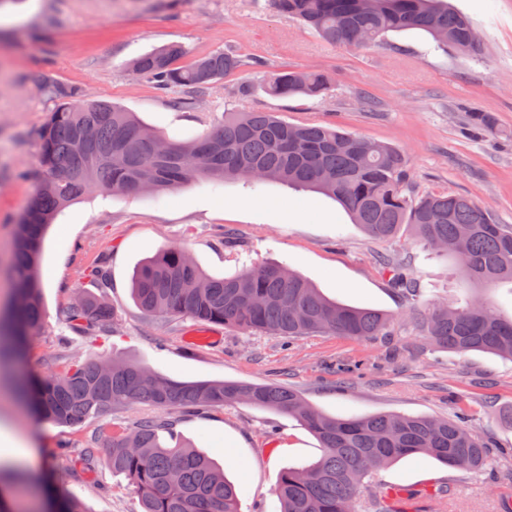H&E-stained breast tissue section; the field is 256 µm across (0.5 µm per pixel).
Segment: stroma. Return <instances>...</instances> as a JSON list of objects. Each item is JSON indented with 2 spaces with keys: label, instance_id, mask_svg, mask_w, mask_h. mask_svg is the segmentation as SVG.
Here are the masks:
<instances>
[{
  "label": "stroma",
  "instance_id": "stroma-1",
  "mask_svg": "<svg viewBox=\"0 0 512 512\" xmlns=\"http://www.w3.org/2000/svg\"><path fill=\"white\" fill-rule=\"evenodd\" d=\"M468 14L485 45L482 58L431 50L426 34H390L371 49L334 46L282 15L273 0H5L0 5V310L13 300L8 270L14 227L38 182V134L52 108L34 79L45 72L112 102L161 135L191 140L214 118L238 108L276 113L291 124H333L392 146L409 164L418 194L464 195L512 225V0H451ZM170 42L183 64L224 50L247 65L226 76L196 109L138 78L128 64ZM315 68L330 80L318 97H273L263 86L274 72ZM251 86L248 98L240 84ZM487 113L492 132L474 129ZM179 247L214 277L250 266L287 263L328 298L382 311L383 335L364 339L312 335L293 341L220 327L214 340L191 342L203 323L151 318L136 304L134 272L159 252ZM390 254L407 261L423 294L410 301L378 266ZM101 263L112 306V333L89 336L60 313L83 288V271ZM41 280L43 331L29 338L22 364L0 361V429L18 439L37 433L40 455L78 454L95 434L128 431L139 419L169 423V440L189 442L223 468L241 491L240 512H274L282 471L316 462L323 450L288 415L247 405L160 411L147 403L118 407L74 426L35 424L18 400L4 396L21 373L48 374L68 364L112 357L131 360L177 381L236 380L300 392L333 415L375 413L448 418L489 446L479 472H461L430 457L403 458L375 471L354 512H373L370 488H421L414 512H504L512 499V361L437 349L420 322L432 304L463 287L452 257L428 255L408 229L390 240L368 234L334 199L279 183L254 192L230 180H201L160 195L93 193L66 208L45 239ZM86 512H141L125 476L102 462L55 469ZM447 494L435 497V488Z\"/></svg>",
  "mask_w": 512,
  "mask_h": 512
}]
</instances>
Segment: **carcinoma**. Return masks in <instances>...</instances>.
Returning a JSON list of instances; mask_svg holds the SVG:
<instances>
[{"mask_svg":"<svg viewBox=\"0 0 512 512\" xmlns=\"http://www.w3.org/2000/svg\"><path fill=\"white\" fill-rule=\"evenodd\" d=\"M284 15L310 26L324 41L369 48L389 34L419 31L433 49L471 58L484 52L472 39L473 22L446 0H273ZM186 54L173 42L135 58L133 71L163 91L181 94L179 105L194 109L216 83L239 72L244 61L226 50L178 65ZM40 90L54 102L40 128L39 184L14 232L10 267L16 304L0 318L22 353L29 336L44 327L39 269L51 224L70 203L99 191L155 194L203 177L214 185L238 180L253 189L268 182L312 189L338 201L371 236L391 238L403 224L426 249L454 256L476 283H512V226L497 224L488 211L459 194L414 195L397 150L342 132L331 125H293L271 112L227 111L200 137L177 141L157 134L134 112L90 99L76 87L50 77ZM274 97L329 92L325 74L287 70L264 85ZM383 273L392 287L414 300L419 282L407 265L389 256ZM96 288L108 285L105 266L85 270ZM133 297L151 317L191 318L201 323L298 338L316 333L360 338L387 327L379 312L324 296L287 264L263 265L233 277L208 276L182 249L169 248L147 260L133 279ZM66 319L94 336L112 334V307L101 293H81L65 309ZM426 333L444 350L482 351L512 360V317L465 290L455 304L433 308ZM37 417L76 426L117 405L147 402L162 411L244 403L285 413L320 441L324 453L308 466L290 467L279 478V512H353L364 479L404 457L426 455L450 468L474 471L487 449L469 430L445 418L402 414L331 416L297 392L273 384L240 381L178 382L120 358L74 362L61 373L21 384ZM159 421H141L126 434L97 436L80 462L106 446L104 463L136 490L143 512H240L239 492L190 445L165 443ZM29 512H83L64 488L42 491Z\"/></svg>","mask_w":512,"mask_h":512,"instance_id":"carcinoma-1","label":"carcinoma"}]
</instances>
